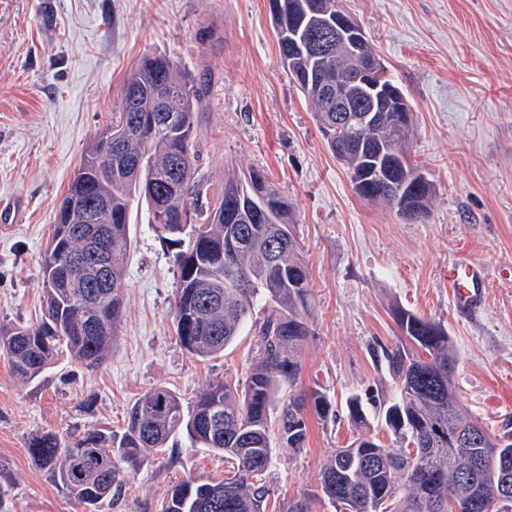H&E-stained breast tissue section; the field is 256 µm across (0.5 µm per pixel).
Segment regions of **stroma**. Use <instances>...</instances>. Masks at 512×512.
I'll return each mask as SVG.
<instances>
[{
  "instance_id": "stroma-1",
  "label": "stroma",
  "mask_w": 512,
  "mask_h": 512,
  "mask_svg": "<svg viewBox=\"0 0 512 512\" xmlns=\"http://www.w3.org/2000/svg\"><path fill=\"white\" fill-rule=\"evenodd\" d=\"M411 104V156L434 193L416 224L360 200L310 106L282 66L269 0H0V200L23 221L0 234V324L40 322L42 259L81 154L121 109L124 80L149 55L204 77L195 175L200 205L225 175L257 170L292 199L307 267L314 334L295 386L340 407L306 409L298 453L278 447L268 479L278 499L315 491L321 466L359 429L343 409L354 393L391 399L382 360L396 341L394 306L443 323L458 354L462 407L491 433L512 429V0H342ZM177 245L158 236L146 204L132 211L125 306L112 352L88 369L59 349L35 380H18L0 352V486L9 512H82L35 465L38 433L122 431L129 408L164 385L194 401L217 380L244 379L256 338L196 360L172 327ZM466 254L489 285L478 312L457 309L445 274ZM222 454L186 436L152 455L98 512H160L178 481L223 478Z\"/></svg>"
}]
</instances>
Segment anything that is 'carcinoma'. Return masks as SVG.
Returning <instances> with one entry per match:
<instances>
[{"instance_id":"cac0c4a2","label":"carcinoma","mask_w":512,"mask_h":512,"mask_svg":"<svg viewBox=\"0 0 512 512\" xmlns=\"http://www.w3.org/2000/svg\"><path fill=\"white\" fill-rule=\"evenodd\" d=\"M270 4L280 59L315 110L329 150L336 153L338 139L348 141L346 154L336 160L350 174L355 194L409 221L428 220L431 184L414 190L410 181L418 171L407 151L412 118L402 126L400 113L387 112L383 126L358 131L328 123L336 113L320 111L322 85L336 79V60L293 47L296 32L305 38L315 33L312 0ZM205 90V81L182 76L166 56L145 57L127 77L122 111L86 147L53 234L68 253L81 256L84 242L73 233L75 221L105 200L101 226L112 257L110 282L92 289L77 269L61 284L60 260L46 251L44 317L36 326H0V350L24 381L38 378L52 364L62 341L76 363L90 369L103 364L125 305L133 205L147 203L151 224L163 237L201 219L186 250L176 256L175 335L192 357L216 358L234 343L257 301H265L272 312L252 326L258 357L245 380L233 386L214 381L187 405L173 390L156 386L131 406L122 433L97 429L66 440L38 434L30 441V453L62 490L91 507L118 493L149 453L184 430L202 447L224 454L233 471L217 482L171 486L161 512H312L311 497L280 501L262 481L272 463L273 442L299 452L308 432L302 396L288 399L277 428L271 427L278 393L300 376L304 344L314 335L307 270L294 233L295 206L263 174L251 171L228 179L214 205L198 207L193 142ZM271 241L279 242L277 262L267 249ZM393 317L398 341L384 349V357L399 394L378 402L372 415L361 395L347 399L348 415L362 433L331 453L319 473L321 492L339 512H456V505L470 499L483 502L487 512H512V503L495 508L502 483L512 482V433H489L479 448L455 446L438 435L437 425L445 433L476 426L462 410L453 382L457 354L452 338L444 324L410 310L396 307ZM312 397L319 419L336 417V405L325 394L315 391ZM372 420L413 450L384 447L372 434ZM474 457L485 460L484 473L473 487H456L450 471Z\"/></svg>"}]
</instances>
